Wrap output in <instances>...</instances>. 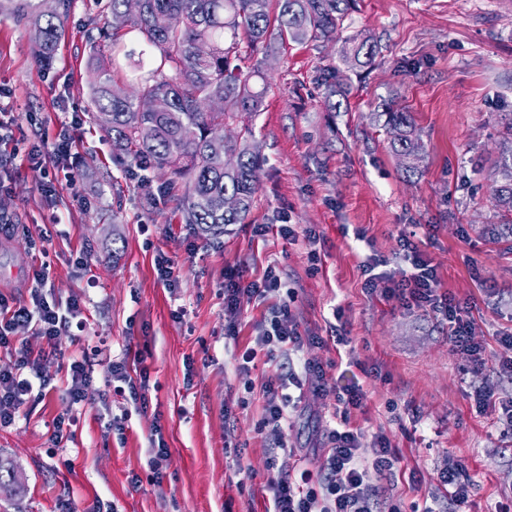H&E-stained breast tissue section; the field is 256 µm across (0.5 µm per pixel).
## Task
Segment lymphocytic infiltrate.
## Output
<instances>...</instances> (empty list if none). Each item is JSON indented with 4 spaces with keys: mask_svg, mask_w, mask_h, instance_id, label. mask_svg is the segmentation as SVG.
<instances>
[{
    "mask_svg": "<svg viewBox=\"0 0 512 512\" xmlns=\"http://www.w3.org/2000/svg\"><path fill=\"white\" fill-rule=\"evenodd\" d=\"M76 122L61 121L53 138H41L28 151L26 161L35 173L46 196H53L63 160L73 148ZM404 258L411 269L394 277L372 274L367 278L370 290L404 307L429 310L445 324L457 347L467 352L472 369L479 370L495 360L500 372L512 376V333L498 337V352L488 354L484 345L474 342L473 322L464 307L439 287L436 271L411 241H404ZM47 266L36 269L27 299L0 294V351L14 354L11 368L0 369V427L12 425L21 409L46 396L40 382L44 378L40 357L18 346L15 331L27 327L46 342L70 329L80 311L78 301H51L43 290L48 282ZM281 278L275 267H267L262 277L247 279L238 267L224 272V337L236 340L239 333L238 298L248 294L262 299L276 291ZM323 337L301 332L290 306H272L258 327L252 346L236 357L237 372L245 389L254 387L251 371L258 356L278 362L280 375L259 387L263 409L261 429L282 432L288 409L295 399L293 390L311 389L321 396L335 395L341 410L337 426L325 427L320 434L322 456L313 464L294 461V452L286 441H278L269 451L270 474L266 481V512H374L375 498L382 493V480L388 479L398 459L385 436L366 437L363 430L349 427L352 410L360 408L364 395L358 389L333 393L324 365L309 357L313 345Z\"/></svg>",
    "mask_w": 512,
    "mask_h": 512,
    "instance_id": "f902f5d3",
    "label": "lymphocytic infiltrate"
}]
</instances>
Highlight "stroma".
Returning <instances> with one entry per match:
<instances>
[{"instance_id": "stroma-1", "label": "stroma", "mask_w": 512, "mask_h": 512, "mask_svg": "<svg viewBox=\"0 0 512 512\" xmlns=\"http://www.w3.org/2000/svg\"><path fill=\"white\" fill-rule=\"evenodd\" d=\"M104 18L101 0H74L55 63L43 69L29 26L0 10V86L11 92L20 151L38 134L54 136L64 114L80 118L75 176L59 181L54 198L21 160L0 185V215L19 226L0 240V294L26 297L46 259L48 293L78 300L84 318L51 348L31 329L16 331L41 355L50 384L43 401L0 427V453L25 478L0 512H265L266 450L276 437L308 460L322 455L318 433L334 418L333 397L304 391L282 434L259 428V394L244 390L224 345V271L233 266L259 278L273 265L281 276L266 300L240 296V343L256 336L267 305L284 301L300 331L326 337L309 355L335 386L364 392L350 424L383 433L397 450L385 487L401 512H443L439 473L453 461L473 482L466 512L512 497V427L478 413L471 397L478 387L512 395V380L490 367L471 371L446 326L383 300L364 273L379 258L398 274L401 241L411 238L441 288L467 307L475 341L493 352L497 336L512 332V237L492 235L499 218L489 179L512 119V0H354L335 40L288 43L267 67L269 89L252 118L265 158L254 209L218 237L198 234L169 200L148 202L127 176L134 160L113 151L93 121L87 34ZM360 34L378 45L369 69L339 56ZM329 67L339 71L332 95L320 80ZM388 104L406 106L425 144L416 172L391 149ZM283 214L295 238L256 234ZM39 238L40 251L30 246ZM161 254L174 263L175 287L157 276ZM334 327L347 346L329 341ZM110 356L126 358L132 377L146 375L145 405L108 394ZM82 358L94 381L73 407L67 366ZM125 411L124 432L108 430ZM66 412L77 419L74 436L53 445V422ZM157 429L170 465L156 482L146 461Z\"/></svg>"}]
</instances>
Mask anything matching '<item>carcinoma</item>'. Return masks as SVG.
<instances>
[{"label":"carcinoma","mask_w":512,"mask_h":512,"mask_svg":"<svg viewBox=\"0 0 512 512\" xmlns=\"http://www.w3.org/2000/svg\"><path fill=\"white\" fill-rule=\"evenodd\" d=\"M352 0H141L137 13L127 0H108L112 15L110 57L96 53L92 102L95 119L112 135V149L131 154L145 168L166 169L163 193L187 224L218 236L251 214L258 190L256 171L262 157L256 149L252 115L260 111L266 87L263 67L284 42L333 40ZM72 0H56L46 12L44 0H12V10L36 28L35 60L49 67L55 59L64 19ZM139 33L153 53L152 65L138 66L129 91L114 84L121 70L124 37ZM342 60L370 62V38L352 37L340 50ZM219 98L224 108L203 109ZM393 152L409 157L405 171L418 169L424 144L411 113L387 112ZM492 199L504 225L512 230V153L501 158L492 178ZM237 207L227 210L224 199ZM18 488L11 464L0 459V490Z\"/></svg>","instance_id":"cac0c4a2"}]
</instances>
